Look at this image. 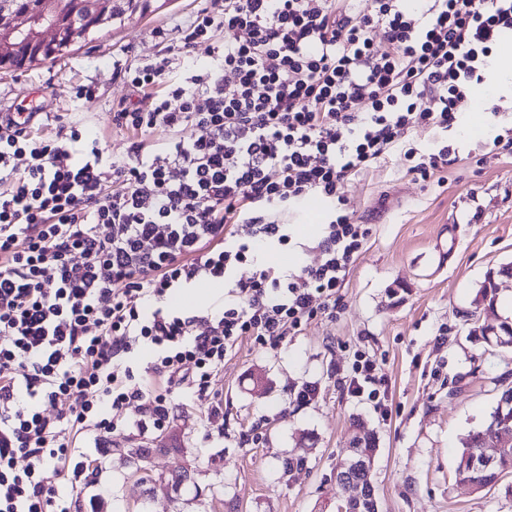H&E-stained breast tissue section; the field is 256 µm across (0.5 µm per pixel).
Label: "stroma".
Here are the masks:
<instances>
[{
  "instance_id": "1",
  "label": "stroma",
  "mask_w": 512,
  "mask_h": 512,
  "mask_svg": "<svg viewBox=\"0 0 512 512\" xmlns=\"http://www.w3.org/2000/svg\"><path fill=\"white\" fill-rule=\"evenodd\" d=\"M150 2L146 14L117 17L64 57L0 69V113L37 107L40 133L58 116L101 138L109 158L127 159L133 136L114 120L128 95L118 70L158 58L213 6ZM81 86L93 96L77 97ZM398 144L423 154L446 146L453 161L424 181L391 155L348 182L342 205L315 196L298 204L288 216L290 249L261 254L295 271L318 261L315 233L335 214L366 225L335 314L274 348L242 342L225 356L208 401L176 399L167 430L127 426L101 448L85 437L80 449L98 478L71 512H336L344 495L336 466L358 432L379 442L380 512H512V475L481 491L455 475L462 438L512 385V350L471 334L512 313L502 306L512 279L498 274L512 263V94L495 95L478 118L462 100L454 128L415 129ZM491 275L498 289L489 307L479 291ZM360 353L375 363L385 411L347 390ZM305 382L318 394L299 406L292 391ZM297 457L303 466L285 471V460ZM175 471L191 476L177 490L169 483Z\"/></svg>"
}]
</instances>
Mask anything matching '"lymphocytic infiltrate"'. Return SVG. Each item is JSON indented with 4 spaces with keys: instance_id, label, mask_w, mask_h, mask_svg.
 Segmentation results:
<instances>
[{
    "instance_id": "f902f5d3",
    "label": "lymphocytic infiltrate",
    "mask_w": 512,
    "mask_h": 512,
    "mask_svg": "<svg viewBox=\"0 0 512 512\" xmlns=\"http://www.w3.org/2000/svg\"><path fill=\"white\" fill-rule=\"evenodd\" d=\"M223 28L246 37L196 64L190 49ZM508 31L512 0H224L158 61L121 70L129 161L76 126L40 138L31 116L0 117V512H70L53 479L88 476L76 438L104 440L133 404L163 429L172 395L207 399L243 340L272 348L335 310L365 225L338 215L320 263L293 272L257 251L288 249L291 206L342 198L399 132L453 128ZM160 127L165 142L141 141ZM204 281L227 285L224 305L171 306ZM63 398L68 413L39 408Z\"/></svg>"
}]
</instances>
